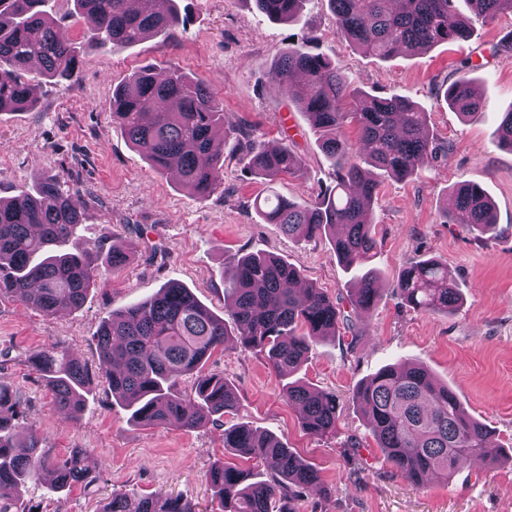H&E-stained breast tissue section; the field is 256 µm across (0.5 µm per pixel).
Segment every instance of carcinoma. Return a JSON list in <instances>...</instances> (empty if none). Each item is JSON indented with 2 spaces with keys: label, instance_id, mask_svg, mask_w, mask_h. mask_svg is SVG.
I'll list each match as a JSON object with an SVG mask.
<instances>
[{
  "label": "carcinoma",
  "instance_id": "cac0c4a2",
  "mask_svg": "<svg viewBox=\"0 0 512 512\" xmlns=\"http://www.w3.org/2000/svg\"><path fill=\"white\" fill-rule=\"evenodd\" d=\"M262 15L280 22L300 21L304 0H251ZM328 0L336 19V35L365 54L392 58L416 54L442 43H466L474 23L500 14L512 15V0ZM74 12L95 21L96 48L114 51L160 34L177 36L186 26L176 0H73ZM59 20L45 10V0H0V112L36 108L35 82L69 81L80 68L81 48L60 38ZM310 36L280 52L273 70L288 100L321 133V150L336 175V184L312 201L278 194L256 204L268 224H278L298 241L327 233L338 262L357 273L350 304L355 315L376 307L382 297L372 267L380 249L372 203L377 180L371 170L404 180L435 157L438 146L425 131V108L405 99L374 95L352 88L330 58L314 53ZM448 107L464 116L480 109L467 68L444 93ZM112 119L158 172L172 161L180 168L181 185L204 199L224 188V161L214 149L217 134L236 136V151L250 171L272 186L303 169L301 158L286 143L269 148L249 130L224 119V101L202 82L177 67L163 80L150 66L131 72L112 89ZM496 144L512 150V111L503 115ZM449 222L479 237L498 232L494 204L485 189L465 183L452 192ZM82 213L55 177L43 178L9 200L0 199V299L15 297L47 316L80 308L89 292L101 286L92 254L98 248L72 243ZM127 253L117 247L104 257L118 272ZM300 271L272 255L245 254L224 276V297L243 347L265 357L282 381L288 402L301 407V427L309 435L336 430V397L293 376L320 339L336 335L346 316L319 288L300 293L294 285ZM396 293L414 310L451 314L460 303L459 288L448 266L433 257L410 261L399 272ZM224 319L192 292L167 284L149 299L112 313L96 336L103 383L142 426L190 430L217 416L237 411L233 387L201 366L224 347ZM38 380L51 391L71 420L82 414L93 375L88 365L63 348L29 356ZM191 374L190 393L178 389L179 378ZM353 400L383 456L405 478L422 483L432 476L450 480L463 464L498 461L501 449L490 442L491 430L471 417L456 394L435 383L419 364L387 365L361 382ZM224 448L243 462L265 468L217 464L208 482L217 497V512H295L293 504L321 485L319 473L277 436L249 426L224 428ZM38 432L24 428L20 401L0 382V512H10L20 486L46 468ZM92 480L80 448L53 464L49 491L58 493ZM103 512H195L179 496L112 493Z\"/></svg>",
  "mask_w": 512,
  "mask_h": 512
}]
</instances>
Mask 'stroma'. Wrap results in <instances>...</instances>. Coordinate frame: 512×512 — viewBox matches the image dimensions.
Returning <instances> with one entry per match:
<instances>
[{
  "label": "stroma",
  "instance_id": "stroma-1",
  "mask_svg": "<svg viewBox=\"0 0 512 512\" xmlns=\"http://www.w3.org/2000/svg\"><path fill=\"white\" fill-rule=\"evenodd\" d=\"M181 7L188 23L176 38L152 37L109 52L91 44V24L73 15L72 0H55L62 35L83 47L78 79L37 84L35 110L0 112V198L58 177L83 214L80 242L105 251L121 244L131 252L121 272L101 269L105 286L93 289L78 310L46 316L14 298L0 301V381L20 397L26 425L39 431L49 460L85 449L93 480L61 495L42 481L29 482L18 508L101 512L112 492L122 490L178 494L195 512H214L207 474L232 459L219 422L191 430L131 425L124 406L98 381L80 419H67L27 363L31 353L57 345L98 369L95 337L102 322L170 282L186 285L228 321L224 269L248 253L287 260L303 284L348 306L352 276L338 263L330 235L299 242L260 219L253 202L264 184L240 163L234 140L220 146L223 191L200 199L182 188L176 171H154L112 122L113 85L142 66L181 68L223 98L226 121L271 144L288 141L304 173L278 189L293 199H315L334 186V173L318 134L285 96L272 66L279 51L313 35L316 51L335 60L353 87L423 106L440 150L407 180L379 178L375 266L382 299L355 319L354 329H338L314 344L301 371L312 387L336 396L333 435L303 431L298 408L285 401L266 360L239 346L235 324L228 321L224 347L204 370L233 386L235 422L273 433L318 471L327 495L301 497L297 512H512V461L474 463L452 479L414 485L386 461L353 399L358 384L380 368L400 360L421 363L490 428L495 445L512 446V151L494 139L504 112L512 110V52L497 49L512 40V15L478 26L467 43L379 60L337 37L327 0H306L297 24L268 20L246 0H182ZM465 61L481 101L469 120L443 99ZM469 182L492 198L499 237L478 238L445 223L452 189ZM424 256L445 262L457 283L463 302L454 314L416 311L395 293L400 268Z\"/></svg>",
  "mask_w": 512,
  "mask_h": 512
}]
</instances>
